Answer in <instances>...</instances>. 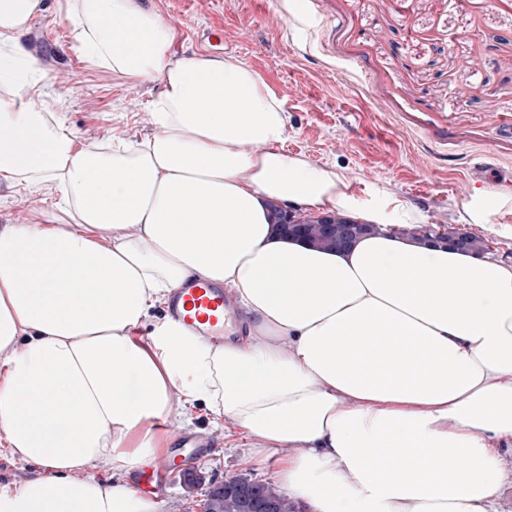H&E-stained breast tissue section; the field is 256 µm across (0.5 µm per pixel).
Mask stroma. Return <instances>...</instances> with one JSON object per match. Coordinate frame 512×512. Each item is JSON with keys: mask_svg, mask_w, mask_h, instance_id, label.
<instances>
[{"mask_svg": "<svg viewBox=\"0 0 512 512\" xmlns=\"http://www.w3.org/2000/svg\"><path fill=\"white\" fill-rule=\"evenodd\" d=\"M174 25L176 56L231 54L283 103L289 153L345 176L351 192L377 187L416 208L422 224L482 237L488 258L512 263V0H148ZM22 42L50 79L48 104L81 143L152 136L158 88L90 68L71 29L44 0ZM223 39L205 40L211 28ZM491 198L470 222L474 192ZM49 184L0 179V229L60 204ZM207 448L172 443L164 461L165 512H201L207 488L188 490L185 468L221 482L273 481L274 466L243 464L247 441L197 408L187 427Z\"/></svg>", "mask_w": 512, "mask_h": 512, "instance_id": "35a3bbf8", "label": "stroma"}]
</instances>
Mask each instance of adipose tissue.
<instances>
[{"mask_svg":"<svg viewBox=\"0 0 512 512\" xmlns=\"http://www.w3.org/2000/svg\"><path fill=\"white\" fill-rule=\"evenodd\" d=\"M41 4L0 0V178L57 183L76 221L0 230V435L32 467L0 512H163L130 475L199 406L304 512H498L512 264L421 243L394 194L289 154L255 72L175 57L144 0H57L90 67L159 86L145 144H80L21 41ZM291 204L370 232L312 246L276 229ZM190 279L223 285L235 335L150 319Z\"/></svg>","mask_w":512,"mask_h":512,"instance_id":"1","label":"adipose tissue"}]
</instances>
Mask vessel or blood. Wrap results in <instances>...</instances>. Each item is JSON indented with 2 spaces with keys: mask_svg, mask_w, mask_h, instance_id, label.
Wrapping results in <instances>:
<instances>
[{
  "mask_svg": "<svg viewBox=\"0 0 512 512\" xmlns=\"http://www.w3.org/2000/svg\"><path fill=\"white\" fill-rule=\"evenodd\" d=\"M169 314L194 332L214 339L224 336V320L231 309L221 286L190 282L176 289L168 300Z\"/></svg>",
  "mask_w": 512,
  "mask_h": 512,
  "instance_id": "1",
  "label": "vessel or blood"
}]
</instances>
